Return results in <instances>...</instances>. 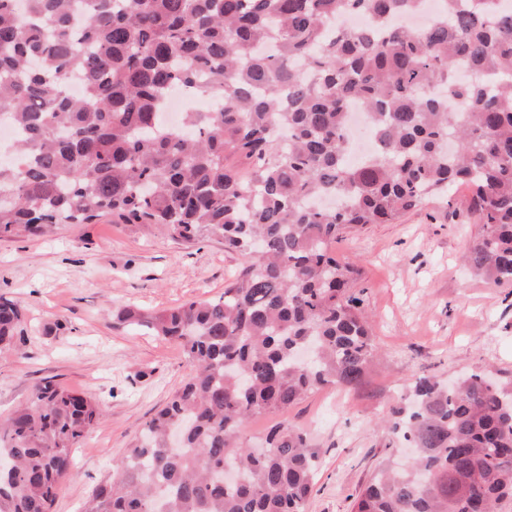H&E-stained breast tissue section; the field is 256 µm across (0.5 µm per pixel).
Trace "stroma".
<instances>
[{
    "label": "stroma",
    "mask_w": 512,
    "mask_h": 512,
    "mask_svg": "<svg viewBox=\"0 0 512 512\" xmlns=\"http://www.w3.org/2000/svg\"><path fill=\"white\" fill-rule=\"evenodd\" d=\"M469 194L457 187L398 223L369 224L336 241L337 258L362 270L350 291L370 316L374 363L363 385L341 395L320 388L286 416L255 419L247 432L255 439L285 421L308 433L321 464L306 512H350L362 485L404 447L385 421L408 405L413 377L450 382L483 366L512 377V288L486 283L461 261L479 233ZM240 264L219 239L187 244L153 225L108 218L0 240V297L27 318L14 348L0 351V421L47 378L103 408L73 451L53 512H80L191 372L177 345L116 325V312L218 298Z\"/></svg>",
    "instance_id": "1"
}]
</instances>
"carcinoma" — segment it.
<instances>
[{
    "mask_svg": "<svg viewBox=\"0 0 512 512\" xmlns=\"http://www.w3.org/2000/svg\"><path fill=\"white\" fill-rule=\"evenodd\" d=\"M0 0V120L20 135L0 162V239L57 224H155L241 256L216 299L119 324L177 343L192 376L137 432L83 512H306L319 464L288 423L256 443L250 419L308 393L360 384L375 355L356 263L331 251L465 185L479 225L464 255L512 285V7L444 0ZM369 24L337 34L336 19ZM77 75L82 94L65 91ZM221 104L162 125L174 87ZM376 151L346 161L347 108ZM339 196L334 208L310 204ZM24 332L0 298V350ZM391 429L413 448L358 492L351 512H497L512 501V380L476 371L450 388L420 375ZM100 402L52 380L0 424V512H51ZM181 441L170 446V431Z\"/></svg>",
    "mask_w": 512,
    "mask_h": 512,
    "instance_id": "obj_1",
    "label": "carcinoma"
}]
</instances>
